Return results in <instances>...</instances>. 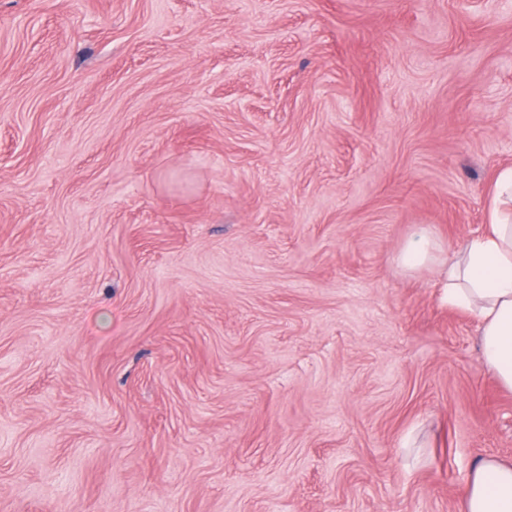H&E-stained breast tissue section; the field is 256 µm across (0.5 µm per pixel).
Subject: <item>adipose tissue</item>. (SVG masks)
Wrapping results in <instances>:
<instances>
[{
  "mask_svg": "<svg viewBox=\"0 0 512 512\" xmlns=\"http://www.w3.org/2000/svg\"><path fill=\"white\" fill-rule=\"evenodd\" d=\"M489 231L467 239L453 254L426 228L397 251L402 272L432 268L448 305L479 323L480 356L498 382L512 390V168L497 176L488 209ZM462 512H512V462L489 457L471 470Z\"/></svg>",
  "mask_w": 512,
  "mask_h": 512,
  "instance_id": "1",
  "label": "adipose tissue"
}]
</instances>
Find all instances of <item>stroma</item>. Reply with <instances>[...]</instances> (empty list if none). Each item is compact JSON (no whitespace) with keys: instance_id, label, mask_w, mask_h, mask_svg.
Returning <instances> with one entry per match:
<instances>
[{"instance_id":"obj_1","label":"stroma","mask_w":512,"mask_h":512,"mask_svg":"<svg viewBox=\"0 0 512 512\" xmlns=\"http://www.w3.org/2000/svg\"><path fill=\"white\" fill-rule=\"evenodd\" d=\"M506 167L512 0H0V512H461ZM489 231L467 239L452 255L433 234L417 228L395 254L406 274L431 267L442 299L479 323L480 356L498 382L512 390V168L497 176L488 209Z\"/></svg>"}]
</instances>
